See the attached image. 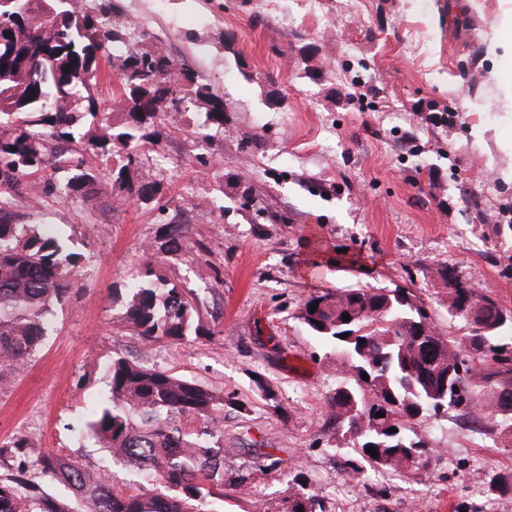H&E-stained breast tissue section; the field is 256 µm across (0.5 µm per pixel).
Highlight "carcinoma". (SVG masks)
<instances>
[{
  "label": "carcinoma",
  "mask_w": 512,
  "mask_h": 512,
  "mask_svg": "<svg viewBox=\"0 0 512 512\" xmlns=\"http://www.w3.org/2000/svg\"><path fill=\"white\" fill-rule=\"evenodd\" d=\"M55 11L59 26L44 35L35 18L26 16L29 0H0V24L14 28L12 41L0 44V369L20 372L41 349L48 335L53 308L69 301L80 268V254L70 250L47 225L12 224L6 220L14 197L27 191L31 179L48 166L70 169L53 193L68 200L89 194L97 176L83 159L45 142L88 141L112 159L113 185L125 202L144 200L130 187L131 166L146 160L141 147L159 143L169 114L179 116L192 104L201 111L196 137L207 141L211 131L224 128V102L200 85L193 72L168 59L169 69L156 65L158 50L141 46L133 26L121 38L109 29L108 10L98 4L80 13L69 0H42ZM129 61L118 69L122 78L125 126L109 136L87 138L83 119L96 118L93 103L100 63ZM70 68L64 72V68ZM173 84L169 103L158 106V84ZM19 111L14 112L12 108ZM118 142L124 152L108 146ZM161 252L175 253L185 233L183 224H167ZM150 254L139 280L122 296L124 319L146 344L212 336L202 326L191 293L166 282L154 272ZM368 286L315 293L298 308L296 318L336 354L335 379L327 396L333 435H349L355 456L344 461L350 477L373 470L400 471L408 479L421 477L433 448L411 423L438 417L454 408L463 419L475 407L473 388L490 384L486 404L493 423L509 421L500 396L512 389V343L503 333L512 322H501L503 310L493 302L469 317L471 288L448 289V318H463L469 335L458 339L439 330L424 300L412 289ZM317 306L315 312L310 307ZM349 314L351 320L343 319ZM348 337H342V334ZM108 390L89 414L87 431L106 449L112 463L139 477L129 491L114 485L112 474L88 473L54 449L38 453L31 472L12 483H0V512H214L224 501V406L232 397L162 368H148L128 359H113L106 367ZM367 374L369 379L362 378ZM397 432L392 433L390 429ZM374 447L378 456L368 453ZM267 455L238 470L233 487L254 475L278 467ZM49 478L65 490L57 497L42 494L38 479ZM26 494L18 492L17 487ZM276 512H324L318 495L302 484L293 487Z\"/></svg>",
  "instance_id": "obj_1"
}]
</instances>
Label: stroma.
I'll return each instance as SVG.
<instances>
[{"label": "stroma", "instance_id": "1", "mask_svg": "<svg viewBox=\"0 0 512 512\" xmlns=\"http://www.w3.org/2000/svg\"><path fill=\"white\" fill-rule=\"evenodd\" d=\"M279 2L292 25L261 0H105L117 28L140 23L143 45L177 58L222 98L224 128L203 146L198 110L168 126L154 147L161 162L130 169L134 185L163 186L139 205L114 204L108 165L90 153L94 193L45 194L64 179L49 170L14 201L12 223L51 225L82 264L43 347L22 373L0 375V446L31 440L0 455V479L54 448L128 480L85 429L104 368L120 356L246 403L224 410L225 477L262 454L280 465L227 488L224 512H261L287 497L297 475L325 512H406L413 502L418 512H512V494L489 484L512 472V436L495 427L465 435L453 409L415 426L436 450L420 481L372 472L342 486L351 450L325 448L326 347L296 317L315 292L403 285L440 329L465 336L466 323L445 309L442 264L512 311V183L500 176L512 168L503 120L512 82L495 77L485 52L512 0ZM118 83L100 82L90 135L122 126ZM166 224L188 233L155 271L192 291L216 334L148 346L115 295L138 277Z\"/></svg>", "mask_w": 512, "mask_h": 512}]
</instances>
